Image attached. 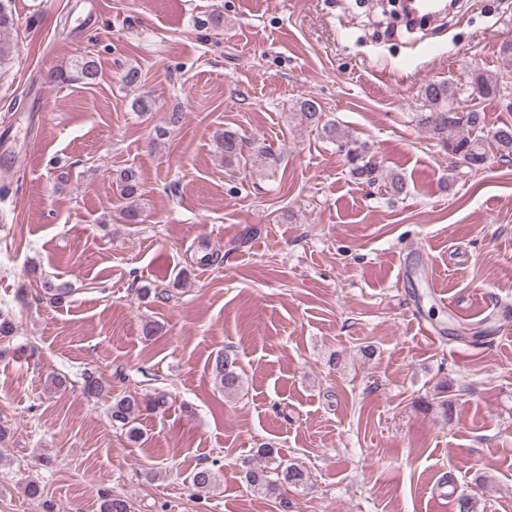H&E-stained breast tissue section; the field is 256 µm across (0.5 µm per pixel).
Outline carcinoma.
Masks as SVG:
<instances>
[{"label": "carcinoma", "instance_id": "carcinoma-1", "mask_svg": "<svg viewBox=\"0 0 512 512\" xmlns=\"http://www.w3.org/2000/svg\"><path fill=\"white\" fill-rule=\"evenodd\" d=\"M11 0H0V65L5 61L4 44L10 39L15 30V18L10 7ZM100 75L99 65L95 57L85 55L76 60L72 67L61 69L54 75V80L62 83L79 81L85 85L93 84ZM422 96L429 104L430 111L420 115V124L430 133L444 142L448 152L462 158L470 167L478 169L487 159L485 143L463 132V128L476 129L483 126L482 115L478 111L455 112L453 102L456 89L449 81H432L422 87ZM299 124L311 128H319L326 137L336 139L339 132L336 126L323 121L324 115L320 104L306 98L298 103L295 113ZM217 148L224 159V166L236 167L245 159L244 153L249 151L256 156H268L267 147L257 139L246 141L237 133L226 130L215 136ZM490 142L503 157L512 156V123H504L491 131ZM348 156L358 178L367 184L376 183V167L366 159L365 150L361 146L348 149ZM116 187L120 196L129 201V205L120 210V217L128 224L140 220V211L136 201L141 196V179L134 168L122 170L116 178ZM40 288L50 302L62 305L68 301L71 294L70 284L58 282L48 277L40 282ZM214 374L224 393H235L241 383L238 357L224 354L215 360ZM141 411V402L137 397L124 395L114 398L110 406L112 424L126 430L132 441L141 439L142 432L133 425L137 413ZM253 457L259 461L254 464L247 460L242 463L243 480L252 490L273 496L280 503L289 505L284 495V486H302L307 483L308 474L293 463L284 462L279 452L269 443H261L253 450ZM216 482L212 469L203 467L193 475V485L202 492L211 490Z\"/></svg>", "mask_w": 512, "mask_h": 512}]
</instances>
